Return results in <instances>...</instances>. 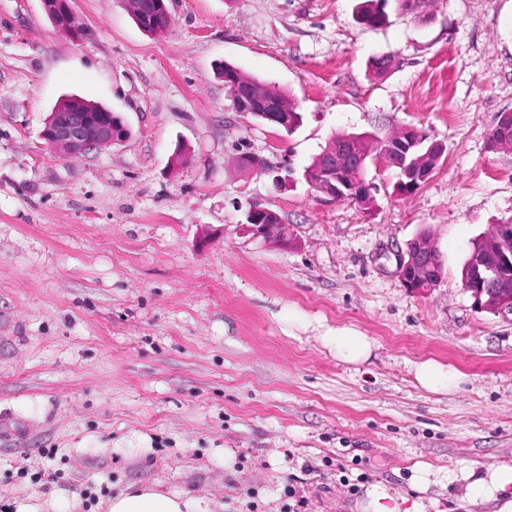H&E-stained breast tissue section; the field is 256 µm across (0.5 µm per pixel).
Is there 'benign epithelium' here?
<instances>
[{
    "label": "benign epithelium",
    "mask_w": 512,
    "mask_h": 512,
    "mask_svg": "<svg viewBox=\"0 0 512 512\" xmlns=\"http://www.w3.org/2000/svg\"><path fill=\"white\" fill-rule=\"evenodd\" d=\"M134 10L138 25L150 35H159L167 31L172 19L165 0H136ZM45 12L57 31L73 41H81L88 35V29L79 22L72 0H42ZM257 116L266 124L283 129L288 126L287 119L280 112V104L269 101L257 111ZM494 146L512 149V113L498 114L494 128ZM130 136V129L122 117L110 109L92 107L84 100L73 97L64 110L50 113L41 132L45 143L68 158L83 157L102 147L124 142ZM424 135L413 126H405L386 140L379 148L374 160L398 171L399 189L408 194L426 181L432 168L425 165V158L417 157L418 142ZM317 192L335 199L339 196H352L366 204L371 200V185L367 182L356 186L342 179L338 161L331 158L325 161L324 178L312 183ZM275 213L259 206L250 207L245 214L242 230L254 238L270 243H286L288 236L277 233L275 229L288 228L284 224H268L266 217ZM492 252L475 256L472 271L466 273L463 280L464 290L473 299V306L481 312L502 317L512 316V225L496 224ZM433 255V245L425 239L414 238L407 244L406 252L399 255L397 273L403 286L414 292H425L439 282L433 278L430 286L427 271Z\"/></svg>",
    "instance_id": "7a95c632"
}]
</instances>
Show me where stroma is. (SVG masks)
Masks as SVG:
<instances>
[{
	"mask_svg": "<svg viewBox=\"0 0 512 512\" xmlns=\"http://www.w3.org/2000/svg\"><path fill=\"white\" fill-rule=\"evenodd\" d=\"M360 2L166 0L154 36L124 0H74L92 31L76 42L41 0H0V502L83 512L92 483L107 491L94 512L143 485L220 512H285L293 496L358 512L374 483L418 499L424 463L447 478L429 490L443 512H465L451 475L512 465V320L461 282L472 241L512 220V150L489 140L512 110V0H425L378 28ZM224 63L291 93L300 126L237 111ZM69 95L120 113L130 138L50 149L41 130ZM406 125L445 147L414 194L377 162L365 206L305 180L335 134ZM244 153L265 169L245 174ZM253 205L287 244L241 231ZM423 232L443 272L418 293L396 255ZM336 325L373 340L366 362L322 345ZM428 359L459 387L421 388Z\"/></svg>",
	"mask_w": 512,
	"mask_h": 512,
	"instance_id": "obj_1",
	"label": "stroma"
}]
</instances>
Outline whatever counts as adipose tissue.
Here are the masks:
<instances>
[{"instance_id": "1", "label": "adipose tissue", "mask_w": 512, "mask_h": 512, "mask_svg": "<svg viewBox=\"0 0 512 512\" xmlns=\"http://www.w3.org/2000/svg\"><path fill=\"white\" fill-rule=\"evenodd\" d=\"M322 344L347 363L366 361L373 342L351 326L327 329ZM463 483L462 502L470 505H493L494 512H512V466L485 465L469 467L458 475ZM362 512H437L439 502L431 498L406 504L403 497L391 494L380 483L368 486L360 504ZM109 512H213L209 500L180 492L162 493L151 488L124 490L109 502Z\"/></svg>"}]
</instances>
